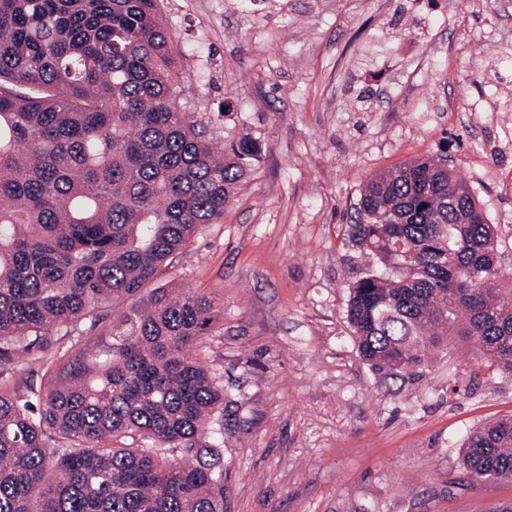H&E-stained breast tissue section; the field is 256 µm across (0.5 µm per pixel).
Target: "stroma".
<instances>
[{"label": "stroma", "instance_id": "stroma-1", "mask_svg": "<svg viewBox=\"0 0 512 512\" xmlns=\"http://www.w3.org/2000/svg\"><path fill=\"white\" fill-rule=\"evenodd\" d=\"M188 109L262 161L162 275L220 314L197 352L223 405L227 512H502L467 436L512 416V376L450 338L422 377L375 373L345 320L354 203L374 174L447 155L512 270V0H162ZM112 342L84 321L0 389L44 392Z\"/></svg>", "mask_w": 512, "mask_h": 512}]
</instances>
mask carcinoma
I'll list each match as a JSON object with an SVG mask.
<instances>
[{
    "instance_id": "carcinoma-1",
    "label": "carcinoma",
    "mask_w": 512,
    "mask_h": 512,
    "mask_svg": "<svg viewBox=\"0 0 512 512\" xmlns=\"http://www.w3.org/2000/svg\"><path fill=\"white\" fill-rule=\"evenodd\" d=\"M204 134L159 0H0L1 366L114 313L224 216L264 148ZM354 214L363 360L419 377L459 336L512 375V274L454 169L430 155L376 174ZM216 321L207 296L157 287L38 403L1 390L0 512H224V386L195 353ZM462 465L512 478V417L474 430Z\"/></svg>"
}]
</instances>
